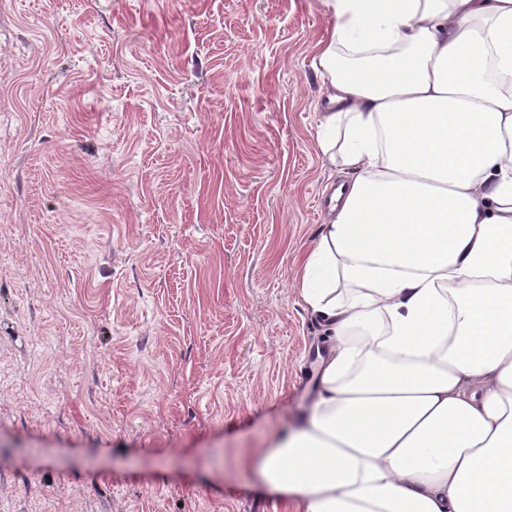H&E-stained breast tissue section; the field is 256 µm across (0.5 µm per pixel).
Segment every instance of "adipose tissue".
Segmentation results:
<instances>
[{"instance_id": "adipose-tissue-1", "label": "adipose tissue", "mask_w": 512, "mask_h": 512, "mask_svg": "<svg viewBox=\"0 0 512 512\" xmlns=\"http://www.w3.org/2000/svg\"><path fill=\"white\" fill-rule=\"evenodd\" d=\"M345 179L299 285L334 339L256 455L286 512H512V0H332Z\"/></svg>"}]
</instances>
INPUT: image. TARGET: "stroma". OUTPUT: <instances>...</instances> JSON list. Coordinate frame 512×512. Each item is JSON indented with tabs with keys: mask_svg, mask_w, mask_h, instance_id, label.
I'll use <instances>...</instances> for the list:
<instances>
[{
	"mask_svg": "<svg viewBox=\"0 0 512 512\" xmlns=\"http://www.w3.org/2000/svg\"><path fill=\"white\" fill-rule=\"evenodd\" d=\"M329 34L326 0H0V512H277Z\"/></svg>",
	"mask_w": 512,
	"mask_h": 512,
	"instance_id": "obj_1",
	"label": "stroma"
}]
</instances>
